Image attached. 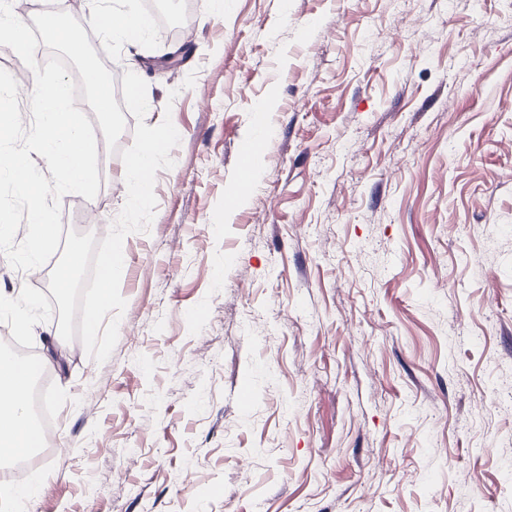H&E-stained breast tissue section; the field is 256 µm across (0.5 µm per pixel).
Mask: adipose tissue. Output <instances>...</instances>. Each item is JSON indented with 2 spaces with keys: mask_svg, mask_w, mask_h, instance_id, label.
I'll return each instance as SVG.
<instances>
[{
  "mask_svg": "<svg viewBox=\"0 0 512 512\" xmlns=\"http://www.w3.org/2000/svg\"><path fill=\"white\" fill-rule=\"evenodd\" d=\"M33 380L26 362L0 353V459H18L39 447L40 435L28 414Z\"/></svg>",
  "mask_w": 512,
  "mask_h": 512,
  "instance_id": "adipose-tissue-1",
  "label": "adipose tissue"
}]
</instances>
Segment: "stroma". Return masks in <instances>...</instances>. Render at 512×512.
I'll return each instance as SVG.
<instances>
[{
  "instance_id": "obj_1",
  "label": "stroma",
  "mask_w": 512,
  "mask_h": 512,
  "mask_svg": "<svg viewBox=\"0 0 512 512\" xmlns=\"http://www.w3.org/2000/svg\"><path fill=\"white\" fill-rule=\"evenodd\" d=\"M171 117L111 356L0 254V334L49 359L31 512H512V0H189L188 47L98 33ZM271 133L237 205L236 148ZM62 221L104 239L121 150ZM252 396L240 405L237 390Z\"/></svg>"
}]
</instances>
